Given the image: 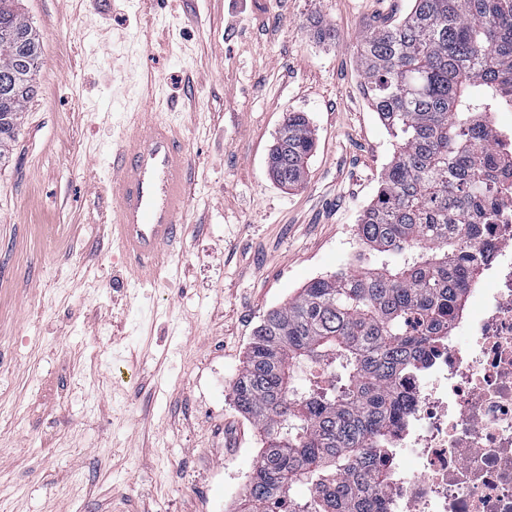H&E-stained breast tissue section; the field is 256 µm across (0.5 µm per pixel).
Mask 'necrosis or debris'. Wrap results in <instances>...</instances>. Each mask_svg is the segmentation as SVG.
Returning a JSON list of instances; mask_svg holds the SVG:
<instances>
[{
	"label": "necrosis or debris",
	"instance_id": "1",
	"mask_svg": "<svg viewBox=\"0 0 512 512\" xmlns=\"http://www.w3.org/2000/svg\"><path fill=\"white\" fill-rule=\"evenodd\" d=\"M477 249L467 312L401 381L379 512H512V181Z\"/></svg>",
	"mask_w": 512,
	"mask_h": 512
}]
</instances>
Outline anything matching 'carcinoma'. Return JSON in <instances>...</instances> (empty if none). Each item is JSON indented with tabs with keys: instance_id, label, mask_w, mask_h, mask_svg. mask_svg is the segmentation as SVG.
<instances>
[{
	"instance_id": "cac0c4a2",
	"label": "carcinoma",
	"mask_w": 512,
	"mask_h": 512,
	"mask_svg": "<svg viewBox=\"0 0 512 512\" xmlns=\"http://www.w3.org/2000/svg\"><path fill=\"white\" fill-rule=\"evenodd\" d=\"M39 38L0 0V163L36 91ZM364 92L396 139L358 235L374 265L311 280L257 327L233 385L263 448L239 512H374L381 453L406 408L399 380L448 338L512 157L486 114L512 107V0H413L359 46ZM315 145L291 112L267 166L301 183ZM317 365L328 380L303 376ZM304 486L298 496L294 488Z\"/></svg>"
}]
</instances>
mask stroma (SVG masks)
I'll use <instances>...</instances> for the list:
<instances>
[{
    "label": "stroma",
    "instance_id": "stroma-1",
    "mask_svg": "<svg viewBox=\"0 0 512 512\" xmlns=\"http://www.w3.org/2000/svg\"><path fill=\"white\" fill-rule=\"evenodd\" d=\"M411 6L22 0L41 56L0 166V512H236L262 446L232 400L256 327L373 263L357 224L394 139L357 48ZM151 101L193 194L174 260L136 285L98 192ZM290 112L315 147L286 189L266 161Z\"/></svg>",
    "mask_w": 512,
    "mask_h": 512
}]
</instances>
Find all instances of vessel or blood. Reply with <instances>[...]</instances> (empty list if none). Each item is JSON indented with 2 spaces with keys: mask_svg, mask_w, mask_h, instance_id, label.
I'll list each match as a JSON object with an SVG mask.
<instances>
[{
  "mask_svg": "<svg viewBox=\"0 0 512 512\" xmlns=\"http://www.w3.org/2000/svg\"><path fill=\"white\" fill-rule=\"evenodd\" d=\"M192 189L179 127L158 120L152 110L140 113L132 132L112 151V177L105 190L113 206L112 237L134 282L156 276L176 240Z\"/></svg>",
  "mask_w": 512,
  "mask_h": 512,
  "instance_id": "vessel-or-blood-1",
  "label": "vessel or blood"
}]
</instances>
